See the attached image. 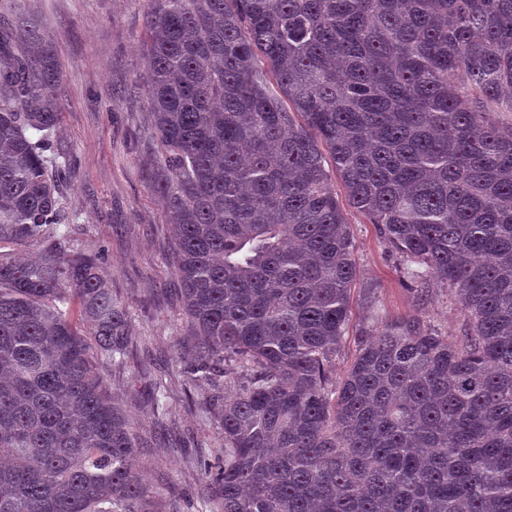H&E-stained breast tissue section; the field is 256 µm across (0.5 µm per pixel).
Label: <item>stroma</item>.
I'll use <instances>...</instances> for the list:
<instances>
[{
  "label": "stroma",
  "mask_w": 512,
  "mask_h": 512,
  "mask_svg": "<svg viewBox=\"0 0 512 512\" xmlns=\"http://www.w3.org/2000/svg\"><path fill=\"white\" fill-rule=\"evenodd\" d=\"M17 13L49 33L63 74L59 145L71 163L62 192L72 234L104 248L112 293L129 311L131 356L99 369L134 419L136 459L157 512H200L208 482L198 459L220 458L222 442L175 358L185 323L171 233L152 190L158 147L142 90L146 0H0V15ZM345 216L361 271L356 285L374 288L380 319L418 316L449 339L462 336L467 317L447 291L418 300L375 226L354 209Z\"/></svg>",
  "instance_id": "1"
}]
</instances>
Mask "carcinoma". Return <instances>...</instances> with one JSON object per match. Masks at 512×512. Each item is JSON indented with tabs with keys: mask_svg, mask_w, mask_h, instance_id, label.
Segmentation results:
<instances>
[{
	"mask_svg": "<svg viewBox=\"0 0 512 512\" xmlns=\"http://www.w3.org/2000/svg\"><path fill=\"white\" fill-rule=\"evenodd\" d=\"M142 54L178 346L224 441L209 503L512 512V0H147ZM61 82L38 26L0 21V245L52 240L0 253V512H149L96 367L131 354L127 306L62 202ZM327 155L464 336L365 327L336 378L359 269Z\"/></svg>",
	"mask_w": 512,
	"mask_h": 512,
	"instance_id": "obj_1",
	"label": "carcinoma"
}]
</instances>
